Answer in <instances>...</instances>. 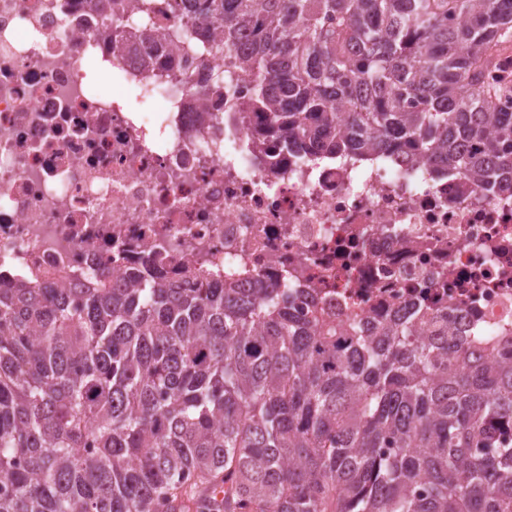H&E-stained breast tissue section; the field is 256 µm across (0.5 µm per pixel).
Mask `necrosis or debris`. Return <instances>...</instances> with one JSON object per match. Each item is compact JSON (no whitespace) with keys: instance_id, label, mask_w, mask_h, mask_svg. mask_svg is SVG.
<instances>
[{"instance_id":"4bbe7bcc","label":"necrosis or debris","mask_w":512,"mask_h":512,"mask_svg":"<svg viewBox=\"0 0 512 512\" xmlns=\"http://www.w3.org/2000/svg\"><path fill=\"white\" fill-rule=\"evenodd\" d=\"M127 8L123 46L95 0H0V272L84 288L162 250L219 276L294 273L302 302L342 316L426 308L512 333V186L401 154L260 163L269 117L238 114L252 86L193 38L188 0ZM174 28L188 38L165 46Z\"/></svg>"}]
</instances>
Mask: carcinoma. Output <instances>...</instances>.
<instances>
[{"instance_id":"obj_1","label":"carcinoma","mask_w":512,"mask_h":512,"mask_svg":"<svg viewBox=\"0 0 512 512\" xmlns=\"http://www.w3.org/2000/svg\"><path fill=\"white\" fill-rule=\"evenodd\" d=\"M128 39L121 0H98ZM269 112L262 148L406 153L491 192L512 0H197ZM154 253L0 287V512H512V348L372 323Z\"/></svg>"}]
</instances>
